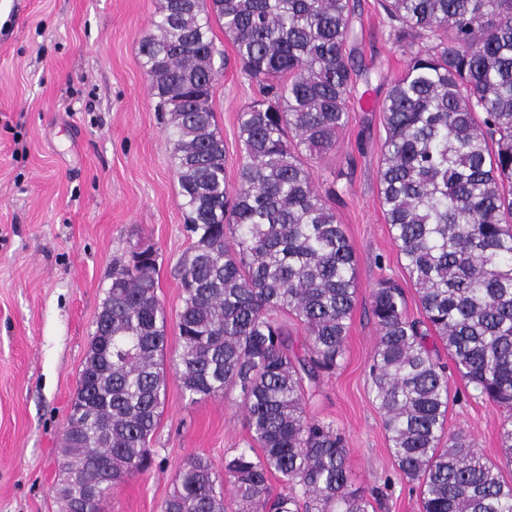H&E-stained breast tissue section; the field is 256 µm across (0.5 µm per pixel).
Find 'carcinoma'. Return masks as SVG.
<instances>
[{"instance_id":"obj_1","label":"carcinoma","mask_w":512,"mask_h":512,"mask_svg":"<svg viewBox=\"0 0 512 512\" xmlns=\"http://www.w3.org/2000/svg\"><path fill=\"white\" fill-rule=\"evenodd\" d=\"M410 63L380 105L378 180L387 223L423 319L404 288L378 282L370 376L398 471L423 512H512V0H379ZM359 0H164L144 67L157 111L169 114L184 224L181 349L191 400L243 395L249 447L179 467L161 512H377L383 492L353 485L344 436L306 415V394L345 356L356 294L355 250L306 159L336 150L362 75L347 43ZM261 87L239 116L246 161L225 177L211 107L209 14ZM155 250L112 264L63 433L64 471L81 464L104 485L85 497L61 483L64 512H102L110 490L152 465L149 442L165 393L166 314ZM305 331L301 347L281 316ZM509 412L502 457L484 459L445 436L448 366ZM281 481L275 492L269 476Z\"/></svg>"}]
</instances>
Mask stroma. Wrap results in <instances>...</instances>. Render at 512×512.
<instances>
[{"label":"stroma","instance_id":"stroma-1","mask_svg":"<svg viewBox=\"0 0 512 512\" xmlns=\"http://www.w3.org/2000/svg\"><path fill=\"white\" fill-rule=\"evenodd\" d=\"M358 51L369 68L373 107L352 105L335 151L310 163L357 257L356 302L346 353L324 377L307 415L344 435L352 482L384 488L380 512H422L395 465L373 398L377 341L370 312L377 282L405 286L410 317L422 311L408 285L380 203L385 132L378 109L404 73L376 0H360ZM161 0H0V512H60L63 431L114 259L152 247L167 316L166 395L150 443L154 464L114 488L105 512H160L175 472L190 456L223 472L249 441L239 389L191 401L174 359L181 349L179 263L190 246L172 161L173 142L143 67ZM218 72L211 106L224 139L225 176L245 161L240 112L259 96L220 22L211 21ZM446 433L501 456L505 409L476 398L459 375L449 384Z\"/></svg>","mask_w":512,"mask_h":512}]
</instances>
